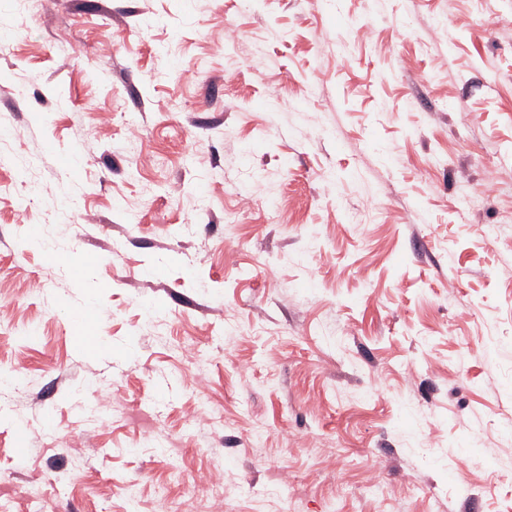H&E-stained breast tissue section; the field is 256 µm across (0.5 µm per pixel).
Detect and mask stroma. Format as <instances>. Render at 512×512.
<instances>
[{"label":"stroma","mask_w":512,"mask_h":512,"mask_svg":"<svg viewBox=\"0 0 512 512\" xmlns=\"http://www.w3.org/2000/svg\"><path fill=\"white\" fill-rule=\"evenodd\" d=\"M0 371L13 512H512V0H0ZM262 183L259 181H254L248 185V187H244L239 196V206L238 212L234 221L236 222L239 218V215H245L253 206V204L258 200L262 199L267 206L276 211L279 208V197L273 191L267 190L265 187L264 190L260 191L259 186Z\"/></svg>","instance_id":"stroma-1"}]
</instances>
